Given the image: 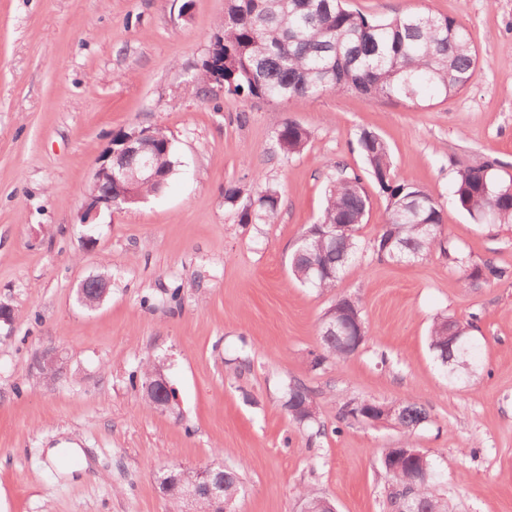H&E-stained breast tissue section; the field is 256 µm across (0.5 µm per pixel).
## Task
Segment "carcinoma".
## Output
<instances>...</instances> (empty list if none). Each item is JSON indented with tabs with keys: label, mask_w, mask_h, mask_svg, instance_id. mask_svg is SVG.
<instances>
[{
	"label": "carcinoma",
	"mask_w": 512,
	"mask_h": 512,
	"mask_svg": "<svg viewBox=\"0 0 512 512\" xmlns=\"http://www.w3.org/2000/svg\"><path fill=\"white\" fill-rule=\"evenodd\" d=\"M224 62V67L215 64ZM478 56L466 27L450 16L429 12H403L378 19L349 9L343 0H226L223 19L209 38V47L199 67L198 79L207 84L215 74L224 77V92L243 98L285 102L292 98H315L327 90L355 91L367 99H397L420 105L465 89L475 78ZM154 162L164 175H171L177 159L170 138L160 129H150ZM309 133L300 124L286 120L279 125L277 140L286 156L302 151ZM367 173L386 194L387 205L372 248L380 258L390 252L414 260L434 248L458 266L465 282L481 285L509 279V272L491 262L471 263L447 247L443 237L440 204L414 184L398 178L387 143L364 129L357 138ZM140 157L124 156L112 162L128 179L112 185L116 195L132 188L145 199L163 190L165 183L133 179ZM504 164L488 158L458 168L453 196L456 205L474 221L512 224V175ZM279 193L260 190L242 207L244 224H272L278 216ZM370 202L361 177L343 175L325 191V206L318 224L301 236L291 259L293 276L302 285L321 291L336 287L346 268L356 259V232L369 213ZM336 235H328L334 225ZM477 316L462 324L439 317L433 324L430 347L438 362L452 376L476 365L470 333L449 344L448 334L462 324L474 327ZM318 330L321 354L313 366L341 362L351 352L338 336ZM399 425L413 431L429 421L424 404L416 398L397 402ZM284 407L299 424L319 421L317 406L308 388L290 383ZM388 480L391 512L411 505L417 512H444L430 492L438 473L431 461L417 471L399 459L395 448L381 459ZM242 492L238 470L224 466L223 500L234 503Z\"/></svg>",
	"instance_id": "carcinoma-1"
}]
</instances>
